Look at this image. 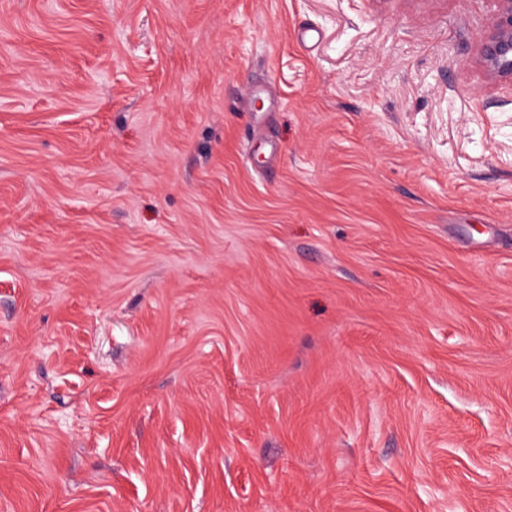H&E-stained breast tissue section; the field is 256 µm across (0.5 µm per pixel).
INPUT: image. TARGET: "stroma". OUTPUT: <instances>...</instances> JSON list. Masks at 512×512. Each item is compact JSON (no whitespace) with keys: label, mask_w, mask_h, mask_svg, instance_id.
<instances>
[{"label":"stroma","mask_w":512,"mask_h":512,"mask_svg":"<svg viewBox=\"0 0 512 512\" xmlns=\"http://www.w3.org/2000/svg\"><path fill=\"white\" fill-rule=\"evenodd\" d=\"M497 0H0V512H512Z\"/></svg>","instance_id":"stroma-1"}]
</instances>
